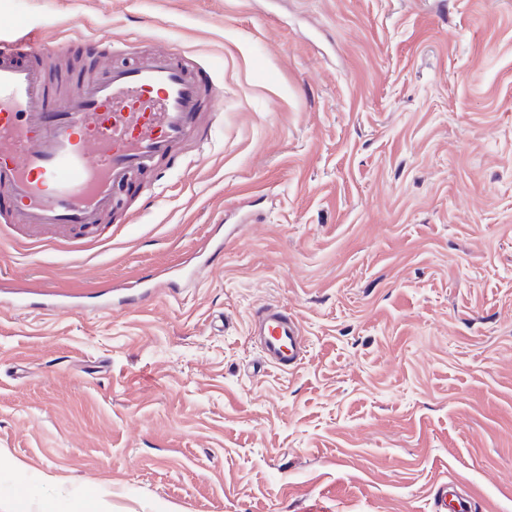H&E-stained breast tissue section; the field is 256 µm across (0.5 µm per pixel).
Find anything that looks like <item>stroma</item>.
Wrapping results in <instances>:
<instances>
[{
    "mask_svg": "<svg viewBox=\"0 0 512 512\" xmlns=\"http://www.w3.org/2000/svg\"><path fill=\"white\" fill-rule=\"evenodd\" d=\"M205 60L203 150L91 235L0 225V512H512V0H0ZM224 259L139 309L17 304ZM298 317L299 368L248 334ZM22 463L19 474L12 462ZM39 295L41 296V302L34 308L44 313L59 312V311H71L73 308L68 307L66 299L71 294L61 291L58 288H42ZM258 330V348L268 365L281 371L295 370L307 350L297 316L271 304H265L252 315L250 333ZM432 512H470L471 503L465 498L459 484L453 480L444 479L434 488ZM21 490L15 498L14 512L31 511L30 503L37 500L39 512H109L110 504L99 493H90L81 498L70 500L63 509L58 498L51 496H37L29 490L26 483H21Z\"/></svg>",
    "mask_w": 512,
    "mask_h": 512,
    "instance_id": "obj_1",
    "label": "stroma"
}]
</instances>
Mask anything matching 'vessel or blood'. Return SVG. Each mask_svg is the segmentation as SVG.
<instances>
[{"mask_svg":"<svg viewBox=\"0 0 512 512\" xmlns=\"http://www.w3.org/2000/svg\"><path fill=\"white\" fill-rule=\"evenodd\" d=\"M105 36L84 41V63L61 70L56 57L72 45L47 46L42 29L0 35V221L32 230L85 233L111 216L118 192L160 173L186 144L204 146L214 89L193 65L170 53L115 64L100 50ZM160 272L141 273L117 305L132 307L158 287ZM40 311L67 307L66 292H40ZM258 347L281 371L295 370L307 350L297 316L266 304L252 315ZM432 512H471L457 482L434 488Z\"/></svg>","mask_w":512,"mask_h":512,"instance_id":"b4317fda","label":"vessel or blood"}]
</instances>
